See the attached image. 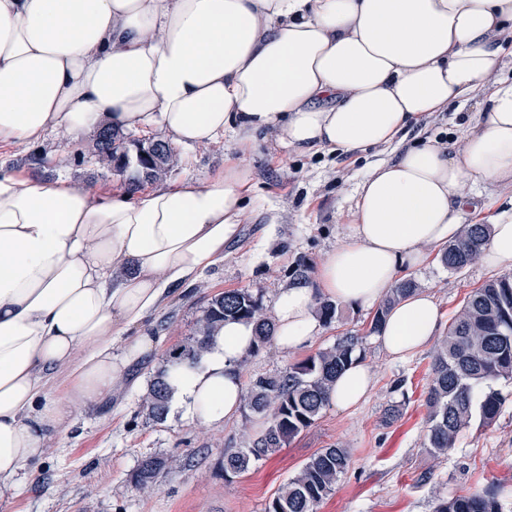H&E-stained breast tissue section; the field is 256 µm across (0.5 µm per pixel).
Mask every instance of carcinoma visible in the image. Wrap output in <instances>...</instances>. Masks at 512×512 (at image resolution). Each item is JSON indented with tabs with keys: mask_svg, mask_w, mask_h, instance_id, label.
I'll return each instance as SVG.
<instances>
[{
	"mask_svg": "<svg viewBox=\"0 0 512 512\" xmlns=\"http://www.w3.org/2000/svg\"><path fill=\"white\" fill-rule=\"evenodd\" d=\"M121 140L119 131L103 126L86 154L124 167L129 160L122 151ZM170 153L166 142L153 141L139 149L137 166L146 178L160 180L167 174ZM487 242L488 225L466 224L458 238L443 249L441 261L449 271H460L480 256ZM414 290L413 280H400L378 306L369 333H377L389 309ZM229 317L257 321L252 353L273 340L271 319L261 312L258 299L247 289L229 290L211 298L195 336L172 349L166 362L195 359L211 331ZM362 343L363 337L346 334L331 347L277 374L252 381L244 394V406L262 416L264 424L248 447L224 454V473L248 471L252 463L285 447L310 428L329 406V388L336 375L345 369ZM162 374L158 371L146 400V408L155 419L164 418L167 411ZM500 380H512V274L492 278L474 289L438 343L425 395L426 448L431 454L444 455L456 447L473 421L489 424L498 418L505 404V396L494 387ZM350 464L348 449L335 444L320 449L281 488L265 512H316ZM168 465V460L160 457L142 460L133 475L136 488L143 492L153 490L158 474ZM433 512H502L499 489L440 497Z\"/></svg>",
	"mask_w": 512,
	"mask_h": 512,
	"instance_id": "cac0c4a2",
	"label": "carcinoma"
}]
</instances>
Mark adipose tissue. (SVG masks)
I'll return each mask as SVG.
<instances>
[{
  "label": "adipose tissue",
  "mask_w": 512,
  "mask_h": 512,
  "mask_svg": "<svg viewBox=\"0 0 512 512\" xmlns=\"http://www.w3.org/2000/svg\"><path fill=\"white\" fill-rule=\"evenodd\" d=\"M512 43V0H0V146H31L109 124L191 148L273 138L288 154L396 147L350 198L345 244L312 280L280 289L275 344L321 335L319 301L373 306L403 271L459 234L464 183L512 184V80L485 87ZM483 93L461 150L406 143L424 115ZM255 192L238 161L133 193L24 169L0 174V502L24 466L90 402L129 380L155 344L149 319L224 260ZM482 259L512 270V199ZM415 290L377 338L403 359L439 329ZM255 324L228 320L197 361L168 367L171 414L204 427L238 416ZM360 357L330 402L368 394Z\"/></svg>",
  "instance_id": "ef3b65f1"
}]
</instances>
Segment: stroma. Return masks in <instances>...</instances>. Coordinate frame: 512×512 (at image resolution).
I'll return each mask as SVG.
<instances>
[{"instance_id":"1","label":"stroma","mask_w":512,"mask_h":512,"mask_svg":"<svg viewBox=\"0 0 512 512\" xmlns=\"http://www.w3.org/2000/svg\"><path fill=\"white\" fill-rule=\"evenodd\" d=\"M476 118L477 102L471 99L429 114L411 133L459 150ZM91 139L88 133L69 139L54 134L33 148L2 149L0 167H25L48 179L62 175L80 187L109 190L127 185L131 171L81 159ZM234 154L227 139L173 148L167 180L204 176ZM390 155L380 148L284 156L266 140L240 156L257 183L241 236L225 248L222 264L153 316L158 342L133 370L141 386H125L104 405L77 411L43 459L30 465V477L15 505L1 503L0 512H264L301 465L332 444L348 448L352 464L317 512H433L436 497L494 487L501 490L502 512H512V383L496 384L506 402L495 422L473 423L464 444L447 455L429 454L424 391L436 347L427 345L404 360L392 358L368 332L374 315L370 309L339 305L337 317L306 351L315 354L347 333L364 336L361 357L372 377L366 399L345 412L326 407L314 425L245 473L225 474L224 454L247 445L261 422L258 415L243 411L223 426L202 427L176 416L154 419L143 405L167 351L194 336L214 295L245 288L259 298L264 313H271L279 288L293 280L298 269L317 270L328 251L344 244L349 197L370 163ZM462 192L470 220L478 224L512 198V188L500 185L477 192L466 185ZM495 275L479 261L448 271L436 249L430 250L424 266L407 273L419 288L433 294L444 327L471 291ZM303 354L268 344L243 359L244 379L276 374ZM392 405L399 415L385 420L384 411ZM148 456L173 458L177 464L162 471L154 489L143 493L135 488L132 475Z\"/></svg>"}]
</instances>
